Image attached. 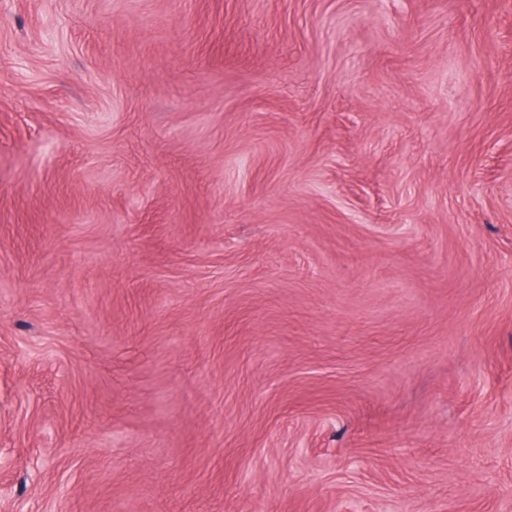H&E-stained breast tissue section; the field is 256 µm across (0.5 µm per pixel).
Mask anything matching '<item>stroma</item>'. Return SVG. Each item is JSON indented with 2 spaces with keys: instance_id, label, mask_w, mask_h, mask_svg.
Wrapping results in <instances>:
<instances>
[{
  "instance_id": "35a3bbf8",
  "label": "stroma",
  "mask_w": 512,
  "mask_h": 512,
  "mask_svg": "<svg viewBox=\"0 0 512 512\" xmlns=\"http://www.w3.org/2000/svg\"><path fill=\"white\" fill-rule=\"evenodd\" d=\"M0 512H512V0H0Z\"/></svg>"
}]
</instances>
